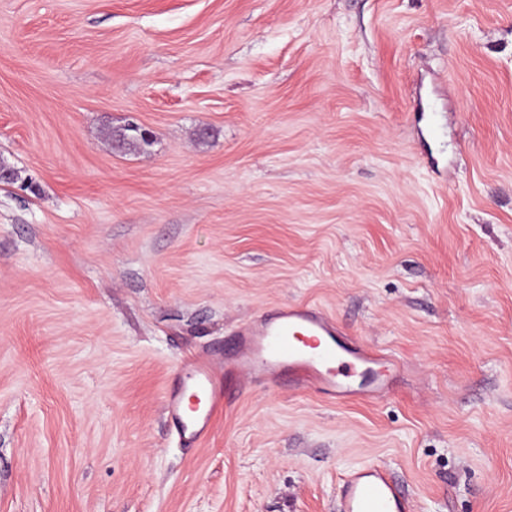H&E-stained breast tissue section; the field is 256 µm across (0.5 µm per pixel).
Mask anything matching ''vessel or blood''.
<instances>
[{
  "label": "vessel or blood",
  "mask_w": 512,
  "mask_h": 512,
  "mask_svg": "<svg viewBox=\"0 0 512 512\" xmlns=\"http://www.w3.org/2000/svg\"><path fill=\"white\" fill-rule=\"evenodd\" d=\"M338 330L320 308L286 305L275 314L239 327L224 346V370L206 361L192 363L189 373L165 397L166 412L181 441L196 445L211 430L213 415L229 400V383L242 376L278 380L288 377L298 388H324L343 398V382L358 364L379 355L349 349L336 340ZM338 512H413L411 498L378 465L350 470L338 488Z\"/></svg>",
  "instance_id": "vessel-or-blood-1"
}]
</instances>
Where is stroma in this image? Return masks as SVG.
I'll use <instances>...</instances> for the list:
<instances>
[{
	"label": "stroma",
	"mask_w": 512,
	"mask_h": 512,
	"mask_svg": "<svg viewBox=\"0 0 512 512\" xmlns=\"http://www.w3.org/2000/svg\"><path fill=\"white\" fill-rule=\"evenodd\" d=\"M0 162V512H512V0H0ZM306 303L387 388L180 445L166 387ZM139 129H141L140 132L142 136L146 139L151 138L152 134L149 130L142 127H139ZM141 135L139 131L128 126V128H125L124 132L119 135L118 139H116V146L122 149H142L145 146H150V140L144 139ZM338 512H413L411 498L378 465L350 470L338 488Z\"/></svg>",
	"instance_id": "35a3bbf8"
}]
</instances>
